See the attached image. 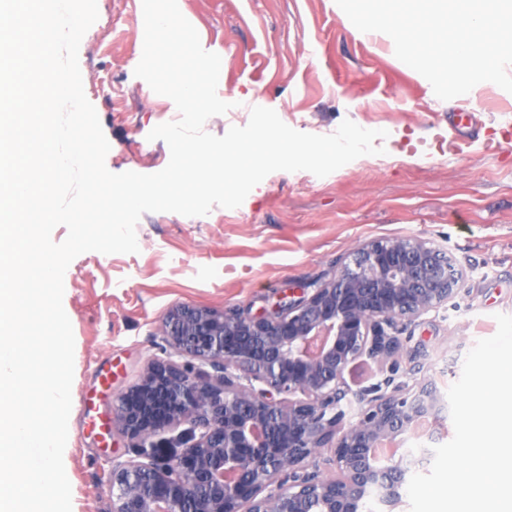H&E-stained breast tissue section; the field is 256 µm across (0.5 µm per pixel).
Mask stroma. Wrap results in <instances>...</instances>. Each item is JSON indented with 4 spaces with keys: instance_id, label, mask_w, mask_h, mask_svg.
<instances>
[{
    "instance_id": "stroma-1",
    "label": "stroma",
    "mask_w": 512,
    "mask_h": 512,
    "mask_svg": "<svg viewBox=\"0 0 512 512\" xmlns=\"http://www.w3.org/2000/svg\"><path fill=\"white\" fill-rule=\"evenodd\" d=\"M202 47L221 57L217 95L230 110L204 129L245 126L254 106L295 130L329 135L343 120L387 131L381 155L325 177L276 171L237 208L187 217L146 213L138 252L77 256L64 276L74 334L72 409L64 466L72 512H112L113 464L138 461L115 421L119 395L171 350L160 329L182 305L248 310L329 281L374 240L413 237L444 250L463 273L455 297L404 325L394 365L368 358L344 373L340 407L354 421L360 398L432 382L447 392L477 340L512 314V93L491 82L443 101L394 54L380 32L357 30L335 0H178ZM79 48L83 89L110 143L109 171L151 174L169 162L157 125L174 102L134 74L144 41L142 0H97ZM402 437L400 464L427 472L426 450L448 442Z\"/></svg>"
}]
</instances>
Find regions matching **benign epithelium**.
I'll list each match as a JSON object with an SVG mask.
<instances>
[{
	"instance_id": "benign-epithelium-1",
	"label": "benign epithelium",
	"mask_w": 512,
	"mask_h": 512,
	"mask_svg": "<svg viewBox=\"0 0 512 512\" xmlns=\"http://www.w3.org/2000/svg\"><path fill=\"white\" fill-rule=\"evenodd\" d=\"M356 259L359 272L346 265L269 312H169L162 335L191 361L150 364L119 398L116 420L144 461L112 466V512H360L371 496L393 512L406 469L372 448L439 427L442 395L431 383L398 386L346 425L344 372L363 356L396 358L399 325L452 299L459 277L414 238L372 242ZM331 442L336 477L298 473Z\"/></svg>"
}]
</instances>
